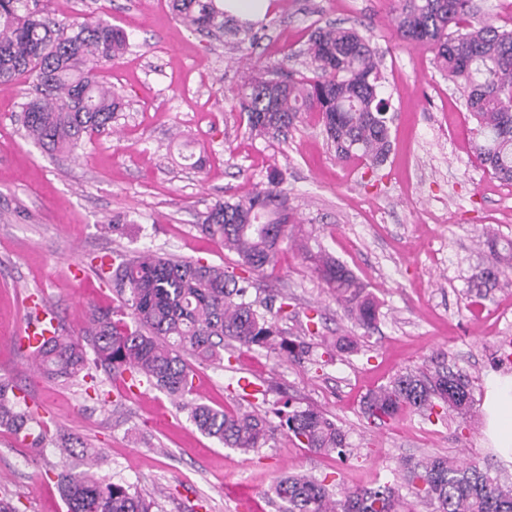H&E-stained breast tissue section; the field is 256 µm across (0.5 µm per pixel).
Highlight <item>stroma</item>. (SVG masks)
Instances as JSON below:
<instances>
[{
  "mask_svg": "<svg viewBox=\"0 0 512 512\" xmlns=\"http://www.w3.org/2000/svg\"><path fill=\"white\" fill-rule=\"evenodd\" d=\"M63 25L101 18L122 28L128 51L103 73L124 99L111 130L85 136L75 153L51 154L18 121L26 80L0 86V377L21 388L50 432L41 451L0 429V499L18 512H66L52 466L71 435L98 455V475L159 499L164 512H279L269 494L285 473L372 487L409 456L447 455L504 469L484 436L490 376H512L500 347L512 341V281L476 292L492 245L512 241V184L494 178L474 152L475 124L461 86L438 70L429 45L397 35L394 0H277L270 17L232 39L187 27L170 0H38ZM327 25L370 36L381 57L379 91L390 103L391 151L372 168L337 157L318 113L284 134L252 135L232 92L261 70L312 78L308 39ZM280 173L299 233L345 262L380 303L373 330L337 305L302 255L283 246L252 274V295L288 298L280 321L305 336L320 315L322 338L357 337L361 352L324 366L264 349L231 347L223 366L195 368L192 396L216 408L272 411L292 399L336 421L347 459L300 446L276 430L248 455L202 434L180 404L148 385L129 387L103 369L64 381L44 373L19 342L35 304L81 336L87 313L119 301L111 262L156 252L242 274L235 253L200 227L217 202L248 195ZM471 381L469 415L431 422L407 416L372 423L370 390L405 369L439 363ZM264 390L245 402L239 380Z\"/></svg>",
  "mask_w": 512,
  "mask_h": 512,
  "instance_id": "stroma-1",
  "label": "stroma"
}]
</instances>
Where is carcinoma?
<instances>
[{
  "mask_svg": "<svg viewBox=\"0 0 512 512\" xmlns=\"http://www.w3.org/2000/svg\"><path fill=\"white\" fill-rule=\"evenodd\" d=\"M171 6L200 32H224V0H171ZM396 20L404 40L432 46L444 76L463 86L466 107L477 122V154L494 177L511 184L512 30L481 14L473 0H397ZM126 48L124 31L105 21L68 28L31 11L28 0H0V86L21 76L32 81L35 95L21 103V122L27 136L47 152L73 151L83 135L105 130L122 111L123 99L104 85L101 72ZM306 53L311 80L260 75L233 95L249 129L278 135L299 114L316 112L339 158L382 164L390 152L389 105L379 96L380 60L370 39L352 27L327 26L313 34ZM281 184L273 174L251 195L216 203L204 216L203 230L235 252L248 272L272 264L283 242L297 243L337 304L361 328L371 329L378 301L345 263L294 237L296 220ZM511 274L509 242L507 254L493 251L475 287ZM116 275L127 287L120 309L93 310L80 340L58 327L33 352L47 375L71 379L99 363L116 376L129 374L133 387L145 382L182 400L193 391L191 361L223 362L226 341L319 363L309 346L286 338L278 327L288 318V298L274 313L260 309L247 299L248 277L160 254L125 259ZM470 406L466 375L440 364L430 374L406 370L369 392L363 415L381 423L407 413L443 421L453 413L467 414ZM182 408L202 433L243 453L264 447L273 433L270 421L256 412L199 401ZM276 415L302 446L342 459L350 454L345 432L317 408L292 409L286 403ZM0 427L30 448L41 447L49 431L25 397L1 377ZM56 477L66 512H154L158 507L155 499L87 471L67 469ZM270 491L282 502V512H415L418 506L427 512H512L511 482L472 462L440 455L404 458L396 481L375 487L285 474ZM408 494L414 501L406 499Z\"/></svg>",
  "mask_w": 512,
  "mask_h": 512,
  "instance_id": "obj_1",
  "label": "carcinoma"
}]
</instances>
